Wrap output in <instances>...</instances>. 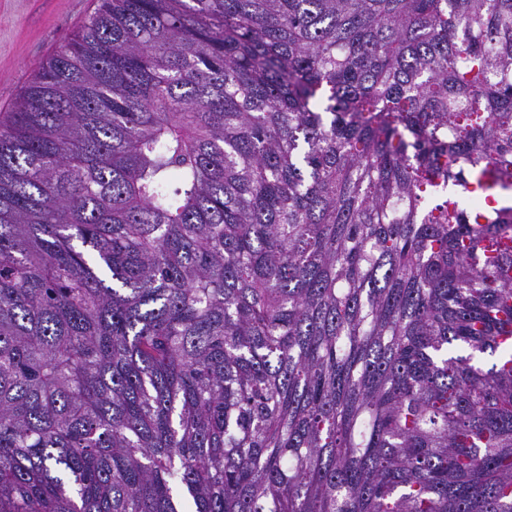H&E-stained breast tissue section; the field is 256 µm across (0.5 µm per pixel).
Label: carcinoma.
<instances>
[{"instance_id": "1", "label": "carcinoma", "mask_w": 512, "mask_h": 512, "mask_svg": "<svg viewBox=\"0 0 512 512\" xmlns=\"http://www.w3.org/2000/svg\"><path fill=\"white\" fill-rule=\"evenodd\" d=\"M512 0H99L0 113V512H512Z\"/></svg>"}]
</instances>
